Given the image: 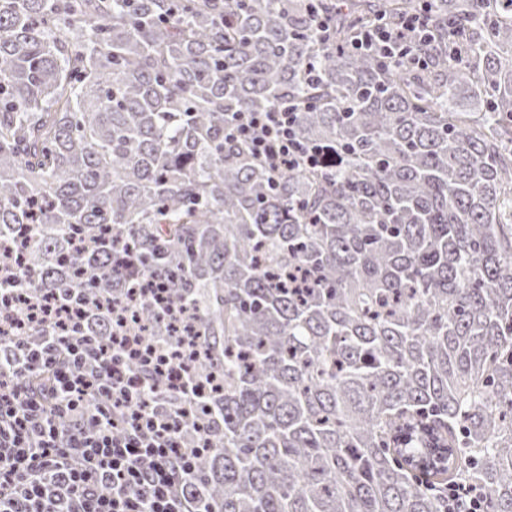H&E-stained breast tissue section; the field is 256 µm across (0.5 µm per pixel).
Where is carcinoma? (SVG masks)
Listing matches in <instances>:
<instances>
[{"instance_id":"obj_1","label":"carcinoma","mask_w":512,"mask_h":512,"mask_svg":"<svg viewBox=\"0 0 512 512\" xmlns=\"http://www.w3.org/2000/svg\"><path fill=\"white\" fill-rule=\"evenodd\" d=\"M0 0V248L16 293L187 300L181 442L211 512H512V0H438L414 66L351 43L415 0ZM297 106L317 166L225 139ZM131 324L184 332L142 301ZM112 315L85 336H109ZM448 512H480L475 489L468 484L448 485Z\"/></svg>"}]
</instances>
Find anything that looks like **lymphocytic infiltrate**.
<instances>
[{"label": "lymphocytic infiltrate", "mask_w": 512, "mask_h": 512, "mask_svg": "<svg viewBox=\"0 0 512 512\" xmlns=\"http://www.w3.org/2000/svg\"><path fill=\"white\" fill-rule=\"evenodd\" d=\"M425 26L419 13L395 30L380 22L355 47L405 56ZM296 118L285 102L241 112L226 136L274 173L315 164ZM15 297L0 290V512H209L186 505L198 451L180 443L181 413L152 405L156 388L194 402L199 387L188 364L129 323L137 299L112 305L71 290L21 312L8 305ZM109 311V342L79 335L86 318ZM33 326L43 330L35 341Z\"/></svg>", "instance_id": "obj_1"}]
</instances>
